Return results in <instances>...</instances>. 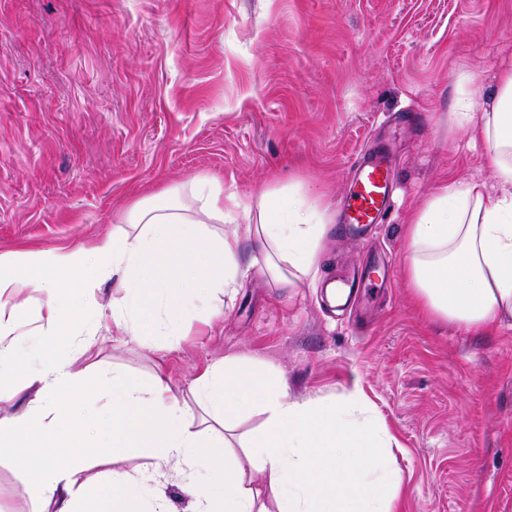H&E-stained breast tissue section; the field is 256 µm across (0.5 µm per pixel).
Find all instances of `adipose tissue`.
<instances>
[{"label": "adipose tissue", "mask_w": 512, "mask_h": 512, "mask_svg": "<svg viewBox=\"0 0 512 512\" xmlns=\"http://www.w3.org/2000/svg\"><path fill=\"white\" fill-rule=\"evenodd\" d=\"M458 108L492 148L495 186L435 190L405 227L406 277L428 315L486 334L512 319V69L479 118L466 99ZM238 208L245 235L207 236V225ZM331 221L322 191L275 183L242 206L211 175L176 201L164 192L137 200L110 239L0 252V380L23 373L29 391L20 412L0 416V441L28 451L24 492L35 512H176L164 494L148 493L172 480L193 489L192 512H265L223 436L249 405L267 415L246 448L269 477L277 512H392L388 441L357 393L297 401L272 367L253 369L235 355L200 373L182 403L163 375L145 383L118 368L74 366L103 321L117 340L149 345L155 310L178 329L196 297L214 288L235 295L249 267L262 266L286 288L316 282ZM245 236L258 248L246 263ZM109 281L112 295L99 298ZM62 345L72 360L56 359ZM91 386L103 403L76 424L71 408ZM125 454L151 464L135 475L89 468Z\"/></svg>", "instance_id": "1"}]
</instances>
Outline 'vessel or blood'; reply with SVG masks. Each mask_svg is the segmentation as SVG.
I'll return each mask as SVG.
<instances>
[{"label":"vessel or blood","instance_id":"1","mask_svg":"<svg viewBox=\"0 0 512 512\" xmlns=\"http://www.w3.org/2000/svg\"><path fill=\"white\" fill-rule=\"evenodd\" d=\"M391 191L388 156L378 153L361 161L342 198L343 230L358 231L378 223L390 204Z\"/></svg>","mask_w":512,"mask_h":512}]
</instances>
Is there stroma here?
I'll return each instance as SVG.
<instances>
[{
	"label": "stroma",
	"mask_w": 512,
	"mask_h": 512,
	"mask_svg": "<svg viewBox=\"0 0 512 512\" xmlns=\"http://www.w3.org/2000/svg\"><path fill=\"white\" fill-rule=\"evenodd\" d=\"M512 67V0H0V252L108 239L130 204L222 176L241 204L270 181L329 189L393 166L391 208L362 239L331 224L321 279L261 269L193 302L152 348L96 337L88 361L173 394L229 355L272 366L297 400L359 387L390 438L396 512H512V320L464 332L405 277L409 215L443 182L493 184L490 148L456 120ZM386 270L360 313L325 286ZM21 448L0 446V512H31Z\"/></svg>",
	"instance_id": "obj_1"
}]
</instances>
